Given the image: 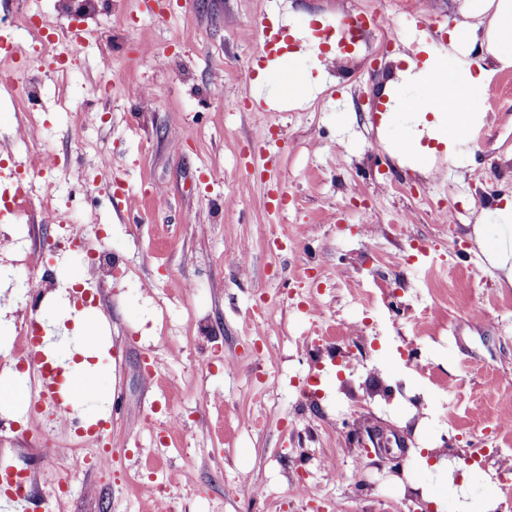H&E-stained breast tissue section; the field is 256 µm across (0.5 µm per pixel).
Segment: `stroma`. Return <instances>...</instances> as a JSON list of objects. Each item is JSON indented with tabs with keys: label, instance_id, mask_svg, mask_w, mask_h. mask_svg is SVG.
I'll use <instances>...</instances> for the list:
<instances>
[{
	"label": "stroma",
	"instance_id": "obj_1",
	"mask_svg": "<svg viewBox=\"0 0 512 512\" xmlns=\"http://www.w3.org/2000/svg\"><path fill=\"white\" fill-rule=\"evenodd\" d=\"M464 4L179 0L160 24L145 0H98L81 25L86 51L61 78L74 24L59 0H0V38L28 44L27 73L40 84L30 137L0 89V158L33 178L41 151L59 159L46 177L55 221L31 204L15 233L31 264L0 267L11 307L0 370L26 373L15 322L34 313L54 320L60 354H73L83 337L67 315L72 292L97 288L112 354L85 379L74 417L84 426L111 416L121 452L111 471H87L92 445L65 447L58 420L19 407L0 429V472L27 471L39 501L70 482L55 512H153L144 486L184 469L195 480L171 486L178 512H311L290 490L295 479L352 512H415L419 486L437 477L418 459L429 446L474 465L473 499L500 495L512 476V285L471 236L477 224L497 234L512 197V69L491 76L483 134L455 159L391 157L416 127L375 123L385 83L406 56L437 53ZM373 12L398 42L351 54L330 44L337 18ZM33 13L52 48L20 26ZM263 16L288 32L289 70L258 60ZM292 74L321 85L289 100ZM130 83L149 98L128 97ZM252 96L267 111L246 107ZM76 112L92 116L78 137ZM256 144L269 145L271 162L245 170ZM105 159L123 193L95 182ZM275 183L288 191L279 209ZM64 232L92 240L125 274L91 281L77 253L45 252ZM243 246L245 271L230 260ZM46 275L54 290L34 293ZM315 325L331 338L309 343ZM181 416L185 428L160 447V430ZM327 456L343 482L322 469Z\"/></svg>",
	"mask_w": 512,
	"mask_h": 512
}]
</instances>
